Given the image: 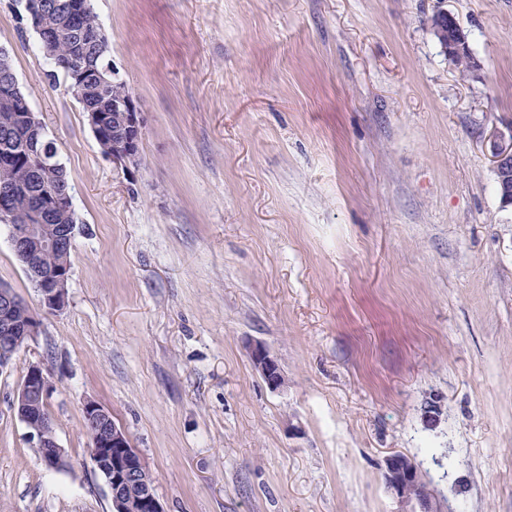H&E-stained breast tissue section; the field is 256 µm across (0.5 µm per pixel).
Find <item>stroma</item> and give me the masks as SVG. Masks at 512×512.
<instances>
[{
  "mask_svg": "<svg viewBox=\"0 0 512 512\" xmlns=\"http://www.w3.org/2000/svg\"><path fill=\"white\" fill-rule=\"evenodd\" d=\"M92 4L145 117L129 173L0 0L79 220L57 313L0 227V284L40 321L0 370V512H111L89 400L165 512H399L393 452L443 512H512V207L492 161L512 138V0ZM441 11L474 69L442 52ZM33 364L53 372L61 470L13 406ZM251 360L255 369L272 389H278L283 384L281 368L265 344L258 342L253 345Z\"/></svg>",
  "mask_w": 512,
  "mask_h": 512,
  "instance_id": "obj_1",
  "label": "stroma"
}]
</instances>
